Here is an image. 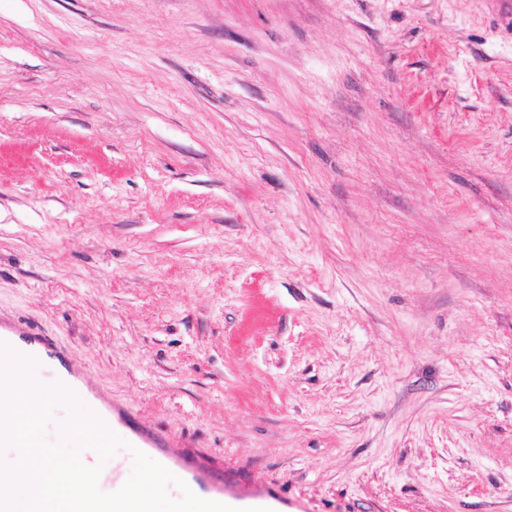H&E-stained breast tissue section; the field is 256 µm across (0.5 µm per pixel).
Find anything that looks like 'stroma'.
<instances>
[{"label":"stroma","mask_w":512,"mask_h":512,"mask_svg":"<svg viewBox=\"0 0 512 512\" xmlns=\"http://www.w3.org/2000/svg\"><path fill=\"white\" fill-rule=\"evenodd\" d=\"M484 0H0V330L271 512H512V39Z\"/></svg>","instance_id":"stroma-1"}]
</instances>
